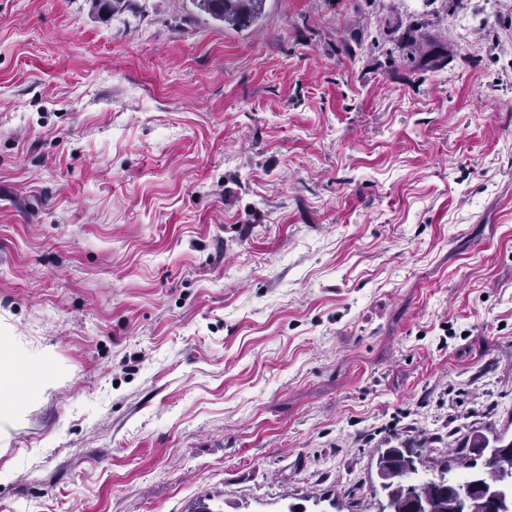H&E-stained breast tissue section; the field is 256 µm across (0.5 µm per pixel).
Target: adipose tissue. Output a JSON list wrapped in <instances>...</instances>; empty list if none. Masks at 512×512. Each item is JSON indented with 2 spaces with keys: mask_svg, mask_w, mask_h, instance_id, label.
I'll use <instances>...</instances> for the list:
<instances>
[{
  "mask_svg": "<svg viewBox=\"0 0 512 512\" xmlns=\"http://www.w3.org/2000/svg\"><path fill=\"white\" fill-rule=\"evenodd\" d=\"M47 354H26L13 337L0 336V434L21 410L23 396L45 379Z\"/></svg>",
  "mask_w": 512,
  "mask_h": 512,
  "instance_id": "obj_1",
  "label": "adipose tissue"
}]
</instances>
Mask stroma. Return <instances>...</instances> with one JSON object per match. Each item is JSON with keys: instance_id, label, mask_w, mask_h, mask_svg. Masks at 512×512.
<instances>
[{"instance_id": "obj_1", "label": "stroma", "mask_w": 512, "mask_h": 512, "mask_svg": "<svg viewBox=\"0 0 512 512\" xmlns=\"http://www.w3.org/2000/svg\"><path fill=\"white\" fill-rule=\"evenodd\" d=\"M428 19L456 58H391ZM0 512H377L512 438V0H0ZM200 14L231 28H248L264 14L266 0H190ZM48 354H26L13 336H0V436L19 414L23 399L45 379ZM24 392L21 396L20 393Z\"/></svg>"}]
</instances>
